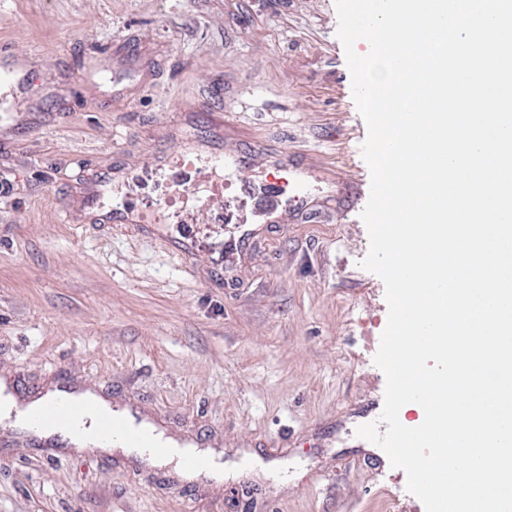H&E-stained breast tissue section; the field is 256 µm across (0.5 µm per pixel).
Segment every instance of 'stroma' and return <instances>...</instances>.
<instances>
[{
  "label": "stroma",
  "mask_w": 512,
  "mask_h": 512,
  "mask_svg": "<svg viewBox=\"0 0 512 512\" xmlns=\"http://www.w3.org/2000/svg\"><path fill=\"white\" fill-rule=\"evenodd\" d=\"M335 0H0V379L34 399L89 389L211 450L223 481L123 451L62 448L0 421V512H425L402 469L355 434L379 419L385 286L360 268L370 173ZM285 152L274 171L266 152ZM244 157L219 190L154 156ZM286 222L215 262L223 230L171 251L186 211ZM144 228L78 222L91 178ZM273 186L272 183H266L261 184L257 188L259 194L268 196L271 199L270 203L266 206V219L264 221L266 224H280L282 213L288 210V205L283 204L282 201L279 200V195H276Z\"/></svg>",
  "instance_id": "1"
}]
</instances>
